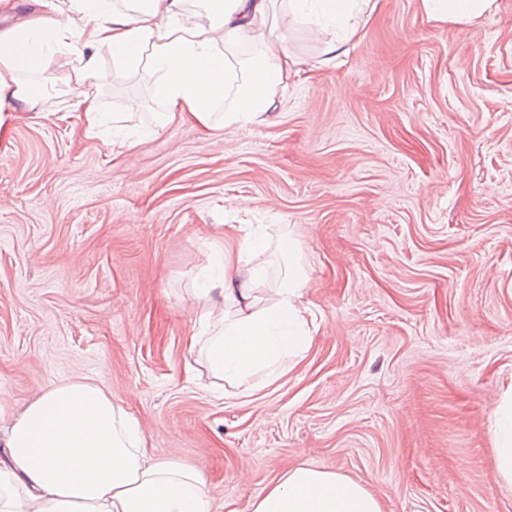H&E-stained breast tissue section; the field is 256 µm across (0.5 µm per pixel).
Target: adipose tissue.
Returning a JSON list of instances; mask_svg holds the SVG:
<instances>
[{"label":"adipose tissue","mask_w":512,"mask_h":512,"mask_svg":"<svg viewBox=\"0 0 512 512\" xmlns=\"http://www.w3.org/2000/svg\"><path fill=\"white\" fill-rule=\"evenodd\" d=\"M43 14L0 27V139L14 112L39 111L47 95L40 81L49 63L67 73L73 111L93 122L99 106L87 88L100 77V51L118 70L149 64L158 78L159 126L180 119L204 128L246 129L266 120L279 86L306 76L305 63L284 46L267 20L273 0H37ZM374 0H320V27L358 33L353 14H369ZM69 49L56 56L61 34ZM258 41L260 63L234 65L224 49ZM231 97L229 109L213 107ZM221 275L210 305L188 345L200 348L213 376L241 386L259 374L287 370L307 350L310 309L302 301L307 279L289 274L277 297L264 302L260 269L241 273L231 254L219 258ZM497 470L512 482V390L496 410ZM211 491L196 469L146 455L139 427L98 385L69 381L30 401L0 444V512H210ZM250 512H381L360 483L310 466L285 472L253 500Z\"/></svg>","instance_id":"ef3b65f1"}]
</instances>
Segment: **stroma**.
Returning a JSON list of instances; mask_svg holds the SVG:
<instances>
[{
  "instance_id": "35a3bbf8",
  "label": "stroma",
  "mask_w": 512,
  "mask_h": 512,
  "mask_svg": "<svg viewBox=\"0 0 512 512\" xmlns=\"http://www.w3.org/2000/svg\"><path fill=\"white\" fill-rule=\"evenodd\" d=\"M269 21L310 80L248 129L175 122L148 65L100 59L86 133L49 66L40 112L0 140V432L85 379L149 454L199 470L211 512H249L306 464L363 484L381 512H512L495 412L512 387V0L466 22L377 0L345 54L276 0ZM293 239L309 349L267 386L215 385L187 338L212 258Z\"/></svg>"
}]
</instances>
